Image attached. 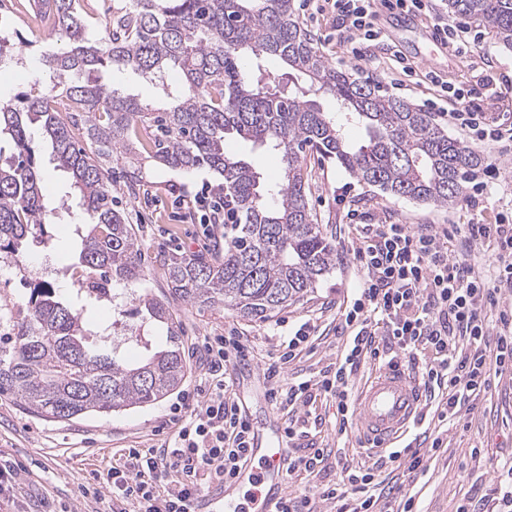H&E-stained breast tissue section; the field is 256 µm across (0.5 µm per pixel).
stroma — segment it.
Listing matches in <instances>:
<instances>
[{"instance_id":"1","label":"stroma","mask_w":512,"mask_h":512,"mask_svg":"<svg viewBox=\"0 0 512 512\" xmlns=\"http://www.w3.org/2000/svg\"><path fill=\"white\" fill-rule=\"evenodd\" d=\"M302 3L293 0L297 16L330 63L355 76L381 81L390 95L430 110L439 90L424 79L429 70V49L419 30L440 19L460 28L466 25L461 17L449 14L446 0H432L430 12L416 15L411 23L398 16L379 22L381 38L364 42L359 49L340 37L342 23L336 14L329 10L313 14L303 10ZM0 30L13 34L22 57L19 64L0 67V97L14 101L22 94L42 91L38 57L40 51L53 48V40L45 38L42 27L24 13L21 0H0ZM403 59L411 63L412 75L402 74L399 62ZM444 64V79L468 89L472 103L487 123L506 134L501 142L477 146L483 155L494 156L493 170L478 173L448 207L394 197L359 181L333 161L308 155L305 174L309 206L322 233L334 246V264L313 292L262 320L243 318L220 308L202 309L173 297L169 289L164 260L170 254L209 258L224 254V226L201 223L199 212L187 204L202 183L217 189L222 187V179L205 168L183 172L149 160L145 163L147 184L134 194L123 176L124 156L115 153L106 157L112 195L138 240L143 276L135 283L118 285V301L96 303L85 318L105 329L104 348H117L126 359L133 360L143 354L136 336L151 337L157 344L166 341L165 326L143 322L137 312L138 297L148 295L168 302L181 329L186 377L177 390L156 403L109 416L89 415L63 422L30 416L12 401L0 400V456L22 466L13 491L14 502L0 504V512H42L46 501L70 504L75 512H106L107 502L83 498V487L105 482L122 449L157 446L174 432L175 408L185 396L196 394L204 382L200 365L204 337L232 331L247 338L256 351L253 365L261 371L280 337L308 323L314 325L315 335L288 363L285 375L288 380L298 381L327 370L342 350L336 327L359 285L353 250L363 225L407 224L414 229L429 225L439 229L449 224H492L512 207V52L483 30L470 53L445 58ZM29 148L48 198L60 202L69 190V182L51 162V147L39 126L30 130ZM83 221L79 212H59L55 222L46 227L52 237L50 247L29 246L16 260L0 256V305L25 302L31 289L40 283L53 286L64 296L76 290L80 274L74 268V229ZM309 411L304 432L294 444L296 452L334 448L337 460L317 476L288 478L286 491L290 494L302 493L315 483L340 480L343 466H369L374 462L354 439L337 441L336 408L329 399L318 397ZM510 458L512 377L506 375L476 400L464 427L450 430L440 451L429 456L426 473L414 482L422 512H456L462 499L472 495L482 497L486 512H493L495 471Z\"/></svg>"}]
</instances>
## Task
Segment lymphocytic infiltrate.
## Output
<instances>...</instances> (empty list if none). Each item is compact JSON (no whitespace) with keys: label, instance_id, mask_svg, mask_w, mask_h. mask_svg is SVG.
<instances>
[{"label":"lymphocytic infiltrate","instance_id":"lymphocytic-infiltrate-1","mask_svg":"<svg viewBox=\"0 0 512 512\" xmlns=\"http://www.w3.org/2000/svg\"><path fill=\"white\" fill-rule=\"evenodd\" d=\"M342 20L349 35L375 36L370 0H323ZM486 244L494 258L488 269L456 259L448 244ZM361 286L340 330L344 349L334 367L298 383L285 381L282 366L308 342L310 326H301L268 362L267 398L286 410V440H293L305 418L302 408L318 396L336 402L337 436H344L355 413L352 379L367 361L395 354L406 359L438 422L460 425L470 400L489 392L512 373V316L499 310L502 289L512 288V216L495 224H471L466 230L421 229L404 224H368L354 250ZM498 318H491V311ZM208 392L203 403L186 404L174 432L157 448L124 449L113 465L110 512H193L204 487L235 477L248 461L250 424L242 414L227 363L253 355L244 337L214 336L203 343ZM440 435L428 447L406 445L382 457L378 467L350 468L339 483L288 495L280 512H319L323 501L355 495L351 512H377L379 468L415 474L424 468L425 450H439Z\"/></svg>","mask_w":512,"mask_h":512}]
</instances>
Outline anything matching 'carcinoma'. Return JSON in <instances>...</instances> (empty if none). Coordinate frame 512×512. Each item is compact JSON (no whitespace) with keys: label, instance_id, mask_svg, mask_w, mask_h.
Masks as SVG:
<instances>
[{"label":"carcinoma","instance_id":"carcinoma-1","mask_svg":"<svg viewBox=\"0 0 512 512\" xmlns=\"http://www.w3.org/2000/svg\"><path fill=\"white\" fill-rule=\"evenodd\" d=\"M448 11L492 33L512 48V0H448ZM43 21L63 45L39 60L46 93L18 109L0 100V253L13 256L28 237H45L48 206L29 149V127L51 142L56 167L67 173L78 224L77 265L84 279L76 296L52 286L34 289L20 305L0 307L13 335L0 342V396L52 421L108 415L151 404L176 390L186 363L178 326L162 301L139 299L145 319L167 326V343H144L135 363L98 350L96 328L84 309L110 296L112 283L140 279L137 240L123 211L113 206L108 172L100 162L115 149L147 154L174 169L206 167L224 179L239 223L224 259L172 256L171 292L200 308H224L264 319L313 291L329 272L332 245L314 222L303 162L315 152L385 193L440 206L453 204L486 163L476 149L453 139L429 113L327 63L301 25L292 0H130L106 19L93 39L76 0H45ZM244 56H271L284 79L261 66L247 71ZM128 70L160 93L158 104L101 81L81 77ZM331 97L345 119L363 124L359 145L321 110ZM83 128L95 145L75 140ZM239 136L277 152L282 177L267 184L250 163L224 151ZM142 163L131 161L126 183L142 186Z\"/></svg>","mask_w":512,"mask_h":512}]
</instances>
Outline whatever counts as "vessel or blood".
Segmentation results:
<instances>
[{"label":"vessel or blood","instance_id":"1","mask_svg":"<svg viewBox=\"0 0 512 512\" xmlns=\"http://www.w3.org/2000/svg\"><path fill=\"white\" fill-rule=\"evenodd\" d=\"M423 413L418 382L402 363L377 372L360 390L355 404L354 433L360 446L382 452L400 440ZM284 432L274 412H267L262 426L251 429L249 464L235 478L202 493L194 512H239L236 491L251 486L253 512H279L284 499Z\"/></svg>","mask_w":512,"mask_h":512}]
</instances>
